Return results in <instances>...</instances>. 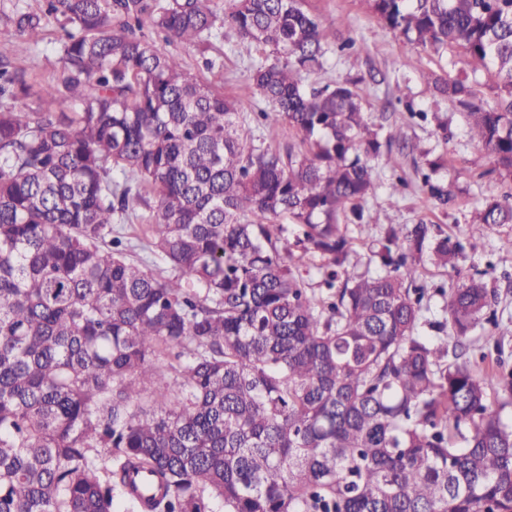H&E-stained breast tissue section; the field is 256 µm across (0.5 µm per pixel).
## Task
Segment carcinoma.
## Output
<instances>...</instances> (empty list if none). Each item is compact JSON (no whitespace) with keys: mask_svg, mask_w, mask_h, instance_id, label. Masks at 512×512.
<instances>
[{"mask_svg":"<svg viewBox=\"0 0 512 512\" xmlns=\"http://www.w3.org/2000/svg\"><path fill=\"white\" fill-rule=\"evenodd\" d=\"M424 50L463 49L469 77L432 78L484 154L512 171V0H370ZM205 48L224 25L253 64V118L138 34ZM64 33L61 66L24 112L25 70L0 53V512H512V424L479 373L419 333L425 261L456 268L439 224H380L358 273L349 226L375 223L372 128L355 83L309 87L329 39L303 0H45L14 33ZM297 140L260 142L251 123ZM436 206L454 200L424 177ZM148 214L139 213V207ZM295 247L321 259V293ZM141 223L155 275L112 225ZM512 224L490 198L470 233ZM470 278L448 299L465 337L495 317ZM151 481L146 503L128 492ZM256 134L263 136L265 145L272 148L282 147L289 141L295 140V132L285 122L273 127H261L256 131Z\"/></svg>","mask_w":512,"mask_h":512,"instance_id":"carcinoma-1","label":"carcinoma"}]
</instances>
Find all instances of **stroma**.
I'll list each match as a JSON object with an SVG mask.
<instances>
[{
	"label": "stroma",
	"instance_id": "35a3bbf8",
	"mask_svg": "<svg viewBox=\"0 0 512 512\" xmlns=\"http://www.w3.org/2000/svg\"><path fill=\"white\" fill-rule=\"evenodd\" d=\"M41 6L42 0H0V50L13 65L25 68L32 79L43 83L51 80L60 67V29L48 23L41 40L33 44L15 38L5 22L6 14L15 9L36 12ZM305 8L336 34L335 47L325 55L324 73L306 76V83H318L327 75L361 80L369 124H395L405 134L403 144L375 159L378 187L367 200L368 208L382 224H413L423 219L442 225L464 246L456 268L444 271L430 264L423 268L418 282L426 288L427 296L420 333L440 336L451 347L460 342L452 333H436L434 325L448 317L447 290L472 276H481L497 293L499 323L480 324L461 342L467 346L475 370L485 371L500 359L512 368V224L493 227L480 236L469 233L472 216L485 199L512 194V176L492 158L481 157L462 114L447 112L433 96L427 75L451 71L450 54L438 55L407 42L374 15L368 0H305ZM348 40L353 41V48L338 51V44ZM237 41L235 31L227 28L207 52L179 44L170 45L169 50L181 58L188 72L222 89L226 97L239 101L243 112L250 113L255 102L252 64L264 58L266 52L258 49L251 56H239L235 51ZM214 56L223 57V69L206 67V58ZM412 108L430 113V120L410 118L408 111ZM437 114L448 119V138L444 141L435 133L433 117ZM430 152L445 157L444 166L433 173V180L448 184L456 194L454 206L445 213L422 190L421 176L416 172ZM398 175L406 179L407 186L394 197L389 184ZM496 334L502 337L497 348L489 341Z\"/></svg>",
	"mask_w": 512,
	"mask_h": 512
}]
</instances>
